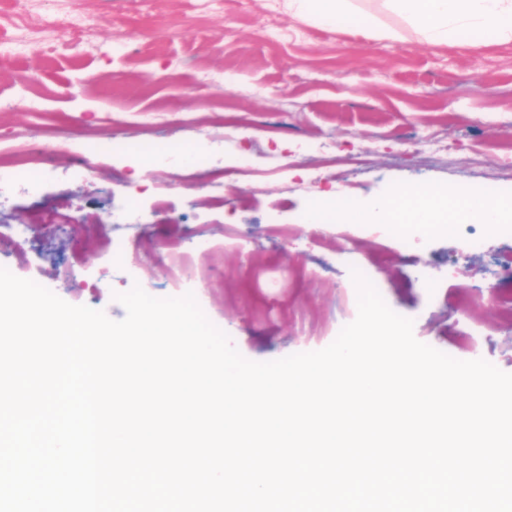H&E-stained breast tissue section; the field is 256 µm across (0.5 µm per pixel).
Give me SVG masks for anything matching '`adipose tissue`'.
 <instances>
[{
	"label": "adipose tissue",
	"instance_id": "ef3b65f1",
	"mask_svg": "<svg viewBox=\"0 0 512 512\" xmlns=\"http://www.w3.org/2000/svg\"><path fill=\"white\" fill-rule=\"evenodd\" d=\"M390 11L415 26L432 44L458 35L491 34L512 41V0H386ZM292 14L320 25L356 22L363 32L379 34L375 18L354 10L350 0H288ZM305 229L330 224H512V194H481L441 188L393 186L359 206L319 203L301 217Z\"/></svg>",
	"mask_w": 512,
	"mask_h": 512
}]
</instances>
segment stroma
I'll use <instances>...</instances> for the list:
<instances>
[{
    "label": "stroma",
    "mask_w": 512,
    "mask_h": 512,
    "mask_svg": "<svg viewBox=\"0 0 512 512\" xmlns=\"http://www.w3.org/2000/svg\"><path fill=\"white\" fill-rule=\"evenodd\" d=\"M59 2L93 21L89 42L59 32L47 56L0 49V160L29 135L55 152L39 194L0 185V226L28 227L0 237V266L115 321L133 284L193 293L255 362L330 345L357 316L360 268L417 340L512 373V316L466 309L471 291H512L498 267L512 235L425 225L374 241L360 224L300 222L319 201L391 185L512 192V152L488 147L512 135V41L430 45L383 0L352 3L386 38L307 22L286 0H222L204 17L196 0ZM131 30L133 47L106 53ZM173 141L192 165L125 151ZM76 146L91 176L74 175ZM117 205L141 222L113 224Z\"/></svg>",
    "instance_id": "obj_1"
}]
</instances>
